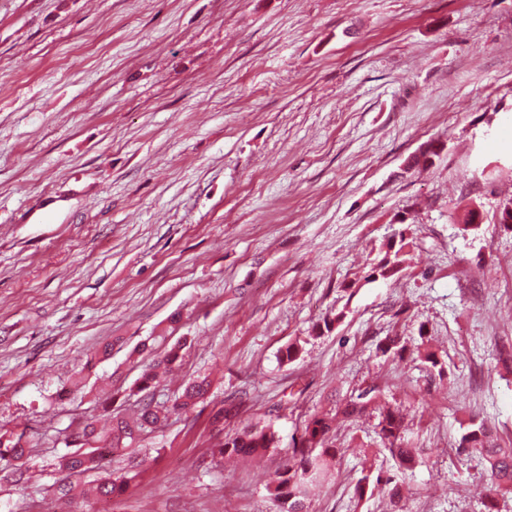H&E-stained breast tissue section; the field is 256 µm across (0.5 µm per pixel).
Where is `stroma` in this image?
I'll return each instance as SVG.
<instances>
[{
    "label": "stroma",
    "instance_id": "1",
    "mask_svg": "<svg viewBox=\"0 0 512 512\" xmlns=\"http://www.w3.org/2000/svg\"><path fill=\"white\" fill-rule=\"evenodd\" d=\"M510 198L512 0H0V434L30 447L0 512H68L71 432L135 411L179 342L154 397L205 374L207 399L93 512H270L305 420L369 385L310 512H389L387 487L354 493L369 470L408 512H487V463L458 443L476 422L512 446ZM402 231L401 272L374 275ZM267 424L262 460L215 454ZM183 344L178 343L174 347H172L165 356L157 360L153 365V370L147 371L143 373L138 390L140 392L150 391L151 388H156V379L158 377V373L155 369H163V370H171L174 368L180 358V351L182 350ZM379 425L382 439L389 445V449L397 459L402 470L412 469L418 462V454L415 448L408 447L402 437V420L396 412L387 409L381 413Z\"/></svg>",
    "mask_w": 512,
    "mask_h": 512
}]
</instances>
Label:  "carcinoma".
I'll return each mask as SVG.
<instances>
[{"label": "carcinoma", "instance_id": "obj_1", "mask_svg": "<svg viewBox=\"0 0 512 512\" xmlns=\"http://www.w3.org/2000/svg\"><path fill=\"white\" fill-rule=\"evenodd\" d=\"M402 249L391 245L385 256L373 267V272L387 277L397 273L402 264ZM182 344L172 347L165 356L156 361L153 370L143 373L138 390L149 391L156 387L157 370L174 368L180 358ZM210 380L198 376L189 380L181 394L170 405L157 403L149 399L142 406L134 419L121 414L112 416V424L105 433L98 430L95 423L86 421L81 432L72 443V448L61 456L60 469L65 474L66 482L59 486V494L66 497L72 490L71 478L83 476L90 470L101 468L102 461L108 456L123 452L127 455L129 466L136 469L142 463L135 445L141 438L166 422L173 413L187 414L204 400L209 392ZM374 397L365 393L346 401L335 415H314L305 423L299 445L292 449V461L279 472L270 488L271 499L276 512H307L309 499L325 477L327 457L331 455L332 427L337 416L346 419L354 417L368 409ZM382 439L397 459L402 470L412 469L418 462L416 449L408 447L402 437V420L396 412L388 409L381 413L379 422ZM275 432L269 426H247L226 442L218 445V455H236L240 457H260L268 449L275 447ZM459 447L478 451L489 465L490 482L487 497L490 502L488 512H495L496 498L512 492V448H505L480 424H471L462 434ZM24 435H0V478L5 481L19 482L24 473L19 462L28 455ZM130 478L126 476L108 478L95 485L96 497H110L122 494L129 486ZM389 485L390 499L394 504L402 502L404 495L402 485L388 478L373 476L372 472L362 475L356 482L354 491L363 497L367 491L377 485Z\"/></svg>", "mask_w": 512, "mask_h": 512}]
</instances>
